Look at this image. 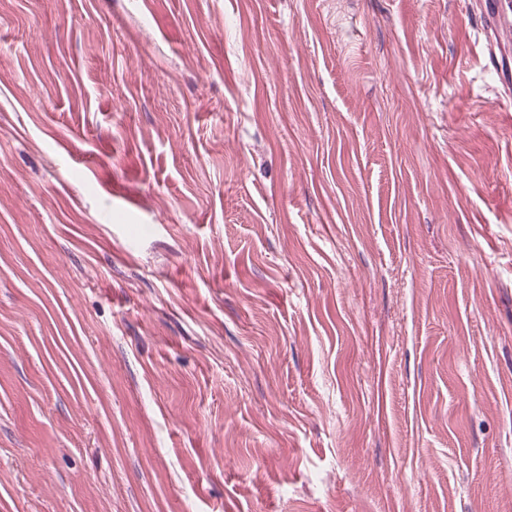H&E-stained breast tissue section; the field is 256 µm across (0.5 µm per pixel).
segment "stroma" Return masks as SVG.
<instances>
[{
  "label": "stroma",
  "mask_w": 512,
  "mask_h": 512,
  "mask_svg": "<svg viewBox=\"0 0 512 512\" xmlns=\"http://www.w3.org/2000/svg\"><path fill=\"white\" fill-rule=\"evenodd\" d=\"M478 0H0V512H512V100Z\"/></svg>",
  "instance_id": "35a3bbf8"
}]
</instances>
